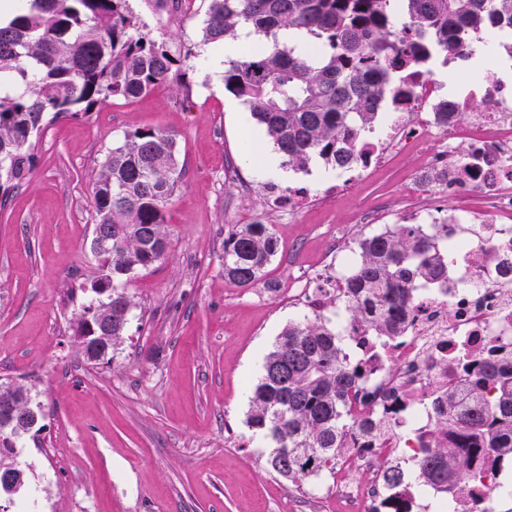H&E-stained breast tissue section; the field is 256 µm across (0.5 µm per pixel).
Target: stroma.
<instances>
[{
  "instance_id": "1",
  "label": "stroma",
  "mask_w": 512,
  "mask_h": 512,
  "mask_svg": "<svg viewBox=\"0 0 512 512\" xmlns=\"http://www.w3.org/2000/svg\"><path fill=\"white\" fill-rule=\"evenodd\" d=\"M193 2L190 16L166 24L151 0H129L157 41L192 47L194 58L180 80L109 101L95 121L50 125L32 176L0 207V377L30 390L46 424L18 444L26 482L16 512H341L330 482L314 488L267 468L271 445L247 424L251 386L282 329L310 314L284 295L289 280L319 260L329 234L375 232L353 215L398 191L411 161L380 164L340 197L276 221L275 290L226 280L224 235L255 213L262 187L319 186L329 171L315 159L305 173H269L278 151L225 90L201 43L207 4ZM146 128L173 134L185 167L165 210L171 246L128 279L137 307L125 336L92 362L74 338L82 287L96 274L92 190L108 151Z\"/></svg>"
}]
</instances>
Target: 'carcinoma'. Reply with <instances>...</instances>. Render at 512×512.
<instances>
[{
    "label": "carcinoma",
    "instance_id": "carcinoma-1",
    "mask_svg": "<svg viewBox=\"0 0 512 512\" xmlns=\"http://www.w3.org/2000/svg\"><path fill=\"white\" fill-rule=\"evenodd\" d=\"M0 24V199L36 166V146L54 122L85 117L121 98L132 102L178 77L191 55H174L132 14L128 0H24ZM492 23L512 31V0H209L202 43L221 47L243 28L263 36L224 68V87L262 125L285 164L303 169L313 156L331 166L355 158L361 132L403 95L413 65L455 54L451 29L473 33ZM317 43L316 55L307 47ZM185 168L174 135L160 128L125 136L100 166L93 190L95 223L112 225V252L98 259L112 288L116 346L136 303L122 279L163 260L169 247L165 208ZM279 249L270 224H236L224 236V277L259 283ZM359 260L344 282L350 321L393 334L410 311L405 285L446 279L435 237L403 224L359 240ZM426 259L414 264L416 256ZM360 379L336 330L316 315L283 329L254 386L248 426L273 443L268 466L279 476L315 479L336 470L345 434H364L348 403ZM436 405L441 413L419 476L440 490L478 480L512 453V369L474 359ZM457 432L447 443L443 435ZM401 464L385 470L391 490L406 487Z\"/></svg>",
    "mask_w": 512,
    "mask_h": 512
}]
</instances>
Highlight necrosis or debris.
Here are the masks:
<instances>
[{"label":"necrosis or debris","mask_w":512,"mask_h":512,"mask_svg":"<svg viewBox=\"0 0 512 512\" xmlns=\"http://www.w3.org/2000/svg\"><path fill=\"white\" fill-rule=\"evenodd\" d=\"M504 59L512 61V45L485 73L459 74L454 93L416 70L403 100L384 113L381 134L363 140L368 161L336 170L340 191L369 178L380 158L416 155L402 188L358 211L354 221L418 224L448 252L447 280L410 283L411 314L381 358L370 362L352 399L355 418L375 430L344 439L332 484L347 512H390L382 467L419 455V437L438 416L433 391L453 382L459 356L512 355V81L495 74ZM263 195L252 223H268L271 214L295 212L316 198L304 187L268 186ZM356 256L349 236L331 241L318 274L300 284L310 308L322 309L324 294L334 293ZM349 470L357 481L344 479ZM503 472L499 466L451 492L418 488L407 498L433 499L434 512H498L499 502L512 498Z\"/></svg>","instance_id":"obj_1"}]
</instances>
